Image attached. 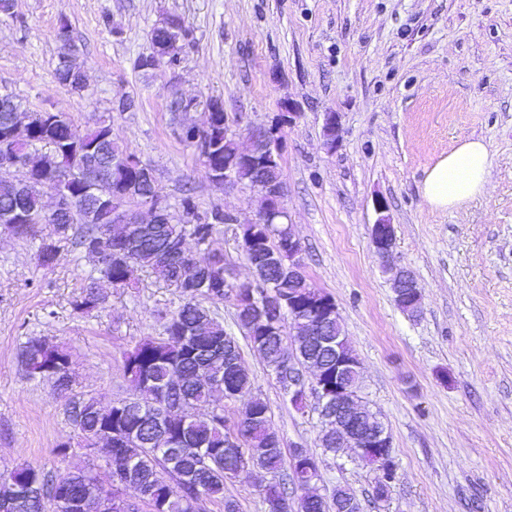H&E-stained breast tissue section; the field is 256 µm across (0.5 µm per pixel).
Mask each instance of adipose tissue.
I'll list each match as a JSON object with an SVG mask.
<instances>
[{
    "mask_svg": "<svg viewBox=\"0 0 512 512\" xmlns=\"http://www.w3.org/2000/svg\"><path fill=\"white\" fill-rule=\"evenodd\" d=\"M491 165L489 150L482 140H464L427 171L422 196L436 209L461 207L487 192Z\"/></svg>",
    "mask_w": 512,
    "mask_h": 512,
    "instance_id": "1",
    "label": "adipose tissue"
}]
</instances>
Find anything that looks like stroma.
I'll return each instance as SVG.
<instances>
[{
  "instance_id": "1",
  "label": "stroma",
  "mask_w": 512,
  "mask_h": 512,
  "mask_svg": "<svg viewBox=\"0 0 512 512\" xmlns=\"http://www.w3.org/2000/svg\"><path fill=\"white\" fill-rule=\"evenodd\" d=\"M167 16L190 36L175 69L144 72L150 33ZM68 24L86 68L83 95L57 81V31ZM0 93L30 111L69 113L77 131L98 119L148 165L162 195L192 194L200 212L255 220L253 189L215 186L198 151L180 139L203 122L207 101L224 104L230 129L280 125L288 222L311 284L335 301L360 365L362 395L392 437L397 477L380 512H512V0H15L0 17ZM195 111H172L174 99ZM132 100L119 111L120 100ZM289 124H280L285 111ZM336 113L334 145L323 115ZM480 138L491 156L488 192L452 210L421 194L425 173L462 141ZM388 204L379 213L377 199ZM395 229L393 260L422 291L420 316L403 313L380 270L371 227ZM238 224L219 225L213 247L236 284L252 280ZM38 241L0 225V473L23 464L83 466L65 400L29 379L23 343L41 336L70 353L72 395L107 405L127 397L123 358L155 336L182 303L177 288L140 272L138 288L105 287L88 313L73 303L93 264L60 243L52 268ZM213 310L235 336L252 389L223 400L240 420L261 399L283 453L299 445L317 457L318 489L336 485L370 498L376 473L351 452L324 453L311 409L289 401L236 324L233 301ZM270 476L247 470L227 482L240 512H264Z\"/></svg>"
}]
</instances>
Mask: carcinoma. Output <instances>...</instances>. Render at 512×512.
Segmentation results:
<instances>
[{
  "mask_svg": "<svg viewBox=\"0 0 512 512\" xmlns=\"http://www.w3.org/2000/svg\"><path fill=\"white\" fill-rule=\"evenodd\" d=\"M57 38L61 43L57 56L55 76L59 82L68 83L75 94L86 88L83 79L72 76L71 69L77 67L71 37L67 25H62ZM14 107L0 100V156L17 154L25 161L39 168L36 179L29 182H16L0 177V224H8L15 235L32 238L37 235V227L46 223L43 219V198L49 189L76 188L78 197L68 218L52 223L54 239L41 243L38 261L44 268L53 265L57 243L70 241L82 253L100 245L110 248L112 243L102 240L101 200L106 195L129 191L136 195L142 184L136 181L132 171L126 168L127 153L112 137V126L98 122L94 127L80 134L70 131L72 120L67 112H35L30 130V142L24 146L9 138L14 121ZM219 147L214 164L224 167V157H233L245 148L239 146L233 136L218 128ZM238 180L251 188L260 184L283 180L281 165L275 163L259 170L247 166L237 168ZM219 212L201 215L197 211L193 197L185 195L180 203V213L169 220L155 224L141 232L135 240L130 263L113 261L106 266L96 267L102 280H112L121 288H135L137 273L145 270L168 286L181 289L184 303L179 310L162 323L158 336L141 339L125 355L124 373L140 376L154 390L166 388L174 373L183 379V397L188 403L206 409L200 417L187 423L181 430L182 418L172 411L173 404L139 413L137 408L122 409L112 415H101L93 410L97 400L93 397H72L68 404L81 402L85 413L81 420H72L77 433L86 435L98 432L112 420V426L126 433L124 453L134 462L132 483L147 492L154 490L150 505L151 512H196L200 496L189 480L196 473L197 457L210 456L207 480L204 482V496L225 504V512H238L235 500L224 496L226 483L237 478L250 467L264 469L272 474V482L264 490L265 512H285L284 502L288 500V487L302 488V472L294 464L283 466L281 447L276 445L278 434L269 425L270 410L267 404L254 402L258 418L246 424L229 423L224 413L215 414L207 407L211 403L212 388L199 377V373L210 368L218 371L224 368V350L240 353L235 337L224 329L217 313L200 305L204 298L214 304L233 299L236 307V322L242 329L252 348L259 352L267 366L276 372L286 361L283 345V331L276 337H268V344L258 343L252 335L248 314L241 310L242 298L251 289L271 293L292 292L300 300H306L318 293L303 275L288 278V253H282V266L264 269L259 278L249 284L237 285L233 282L226 287L216 288L213 282L224 281V253L211 247L216 232V219ZM192 236L200 247L203 256L191 258L176 265L169 259L172 246L180 240ZM252 237L265 240L267 246L278 250L288 240V228L284 224H256L239 230L241 249H246V241ZM100 298L95 286H89L85 294L75 301V309L88 312L98 307ZM44 338L31 336L22 346L21 364L28 376L34 375L36 366H44L65 372L70 355L64 348L52 345L43 348ZM315 357L336 367V351H326L307 339L295 343V359L301 364ZM225 382L240 395L251 390L252 382L243 368L229 373ZM162 417L174 435L182 436L186 448L178 454H169L161 448L146 444L150 437V419ZM237 433L239 447L225 455L226 430ZM20 480L31 485L30 494H13L9 483L0 482V498L13 501V512H54L49 502L38 506V501L50 493L53 486L62 481L70 490L81 496L91 495L90 488L100 481L97 465L91 463L75 470L46 472L40 468L25 465L16 470L12 482ZM350 501L354 512H364V506L355 491L340 485L334 489L332 501Z\"/></svg>",
  "mask_w": 512,
  "mask_h": 512,
  "instance_id": "carcinoma-1",
  "label": "carcinoma"
}]
</instances>
